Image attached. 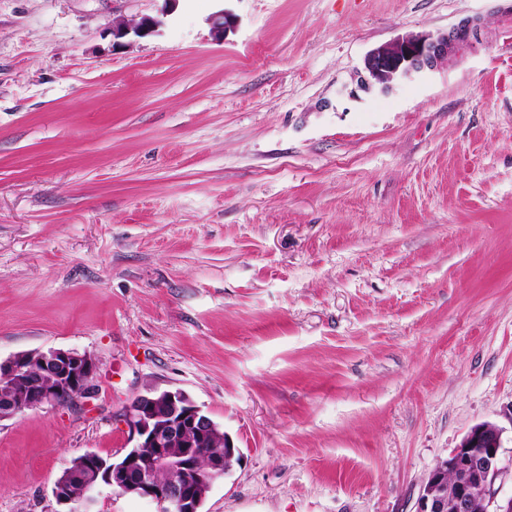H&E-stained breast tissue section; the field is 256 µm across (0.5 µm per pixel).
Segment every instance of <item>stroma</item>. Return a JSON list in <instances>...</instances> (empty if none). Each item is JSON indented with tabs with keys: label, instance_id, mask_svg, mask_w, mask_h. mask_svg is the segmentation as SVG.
I'll use <instances>...</instances> for the list:
<instances>
[{
	"label": "stroma",
	"instance_id": "obj_1",
	"mask_svg": "<svg viewBox=\"0 0 512 512\" xmlns=\"http://www.w3.org/2000/svg\"><path fill=\"white\" fill-rule=\"evenodd\" d=\"M504 6L0 0V360L98 364L90 397L0 421V512H55L150 388L241 452L202 512H415L484 422L512 495ZM143 15L157 32L113 40ZM474 15L489 44L359 88L370 50Z\"/></svg>",
	"mask_w": 512,
	"mask_h": 512
}]
</instances>
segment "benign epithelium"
I'll list each match as a JSON object with an SVG mask.
<instances>
[{
    "label": "benign epithelium",
    "mask_w": 512,
    "mask_h": 512,
    "mask_svg": "<svg viewBox=\"0 0 512 512\" xmlns=\"http://www.w3.org/2000/svg\"><path fill=\"white\" fill-rule=\"evenodd\" d=\"M162 20L143 16L132 22H112L116 40L130 35L145 37L155 33ZM490 32L479 15L466 17L445 31L398 36L371 50L364 61L360 86L382 91L425 70H434L464 52L489 41ZM41 365L50 374L44 385L31 376L30 367ZM96 372L94 359L74 349L47 352H20L0 361V375L9 376L8 396L0 402V421L44 407L71 405L90 394ZM155 397L141 396L124 410V421L136 436V443L124 465L107 467L105 459L86 452L76 461L77 469L92 475L83 495L72 497L64 483L56 480L52 495L56 512H97L103 491L120 496L134 493L156 504L158 512H197V501L206 496L215 479L228 470L233 456L223 452L208 454L207 465L191 467L203 452L200 444L215 432L214 424L202 408L182 397L179 391L151 390ZM182 443L178 451L170 448ZM502 431L493 423L474 426L449 456L436 461L420 489L416 512H474L477 500L484 512H512V496L500 499L497 481L504 468L500 463ZM167 472L158 482L156 470ZM452 484H446V478Z\"/></svg>",
    "instance_id": "1"
}]
</instances>
